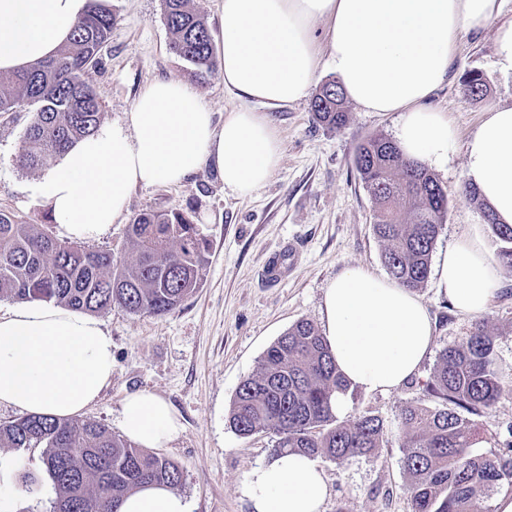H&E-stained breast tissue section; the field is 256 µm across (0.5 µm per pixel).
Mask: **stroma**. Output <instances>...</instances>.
I'll return each instance as SVG.
<instances>
[{"instance_id": "35a3bbf8", "label": "stroma", "mask_w": 512, "mask_h": 512, "mask_svg": "<svg viewBox=\"0 0 512 512\" xmlns=\"http://www.w3.org/2000/svg\"><path fill=\"white\" fill-rule=\"evenodd\" d=\"M115 23L99 63L86 80L102 105V126H121L142 89L156 79L178 78L191 85L223 122L240 102L224 89L220 76L198 80L169 48L163 0H109ZM495 30L460 34L452 78L427 100L446 113L456 131L448 163L434 175L448 198V215L433 254L442 256L478 216L462 197L464 145L489 105L512 104V73L499 62ZM483 74L487 94L472 100L462 94L468 72ZM347 124L333 131L316 123L309 99L263 108L276 128L282 160L268 183L247 197L225 191L211 167L172 186L139 188L127 213L86 248L107 250L130 261L127 226L141 214L190 212L208 239L209 263L200 288L174 311L161 316L134 314L120 307L98 312L112 338V378L82 416L121 435L125 398L150 392L166 400L181 424L178 437L162 448L181 471L178 490L190 512H253L242 485L248 473L273 457L276 437L260 432L239 436L229 422L243 379L254 374L267 348L292 324H320L326 285L349 266L385 274L382 246L373 233L374 202L354 165L366 139L394 137L397 115L366 112L347 104ZM31 114L22 108L0 112V210L25 224L52 226L47 205L32 191L46 167H21L19 156ZM294 249L292 267L277 282L263 275L270 254ZM503 285L482 320L494 338L496 369L512 379V269L503 268ZM418 295L434 325L430 354L417 376L399 390L382 394L353 391L349 412L370 413L383 421L379 448L368 456L320 459L329 495L323 512H411L402 467L404 433L398 413L419 402L440 352L470 334L475 322L451 307L434 280ZM478 422L484 439L477 451H498L512 425V393L502 396ZM15 468L39 473L38 484L21 482L0 490V512H50L52 482L43 472L40 449H6Z\"/></svg>"}]
</instances>
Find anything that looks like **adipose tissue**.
I'll return each instance as SVG.
<instances>
[{"mask_svg":"<svg viewBox=\"0 0 512 512\" xmlns=\"http://www.w3.org/2000/svg\"><path fill=\"white\" fill-rule=\"evenodd\" d=\"M89 0H0V72L54 55ZM502 0H222L217 51L224 88L242 100L223 123L179 79L146 85L122 126L107 127L60 155L35 194L61 238L84 241L110 230L137 188L181 183L212 167L225 190L250 196L278 168L281 146L261 107L306 97L319 54L313 27L326 24L329 66L346 98L367 112L398 115L403 156L447 163L456 137L446 114L426 100L449 80L461 32L496 28L500 63L512 70V21ZM464 182L512 224V105H490L465 145ZM438 288L463 316L486 313L502 284L500 261L470 225L435 268ZM322 332L349 389L391 393L415 377L431 351L426 307L395 280L356 266L324 290ZM112 378V338L90 314L35 300L0 315V405L69 418L96 402ZM124 434L161 448L180 426L148 392L129 395ZM255 512H322L329 486L314 458L285 452L254 468L243 485ZM117 512H189L183 495L147 486L122 497Z\"/></svg>","mask_w":512,"mask_h":512,"instance_id":"1","label":"adipose tissue"}]
</instances>
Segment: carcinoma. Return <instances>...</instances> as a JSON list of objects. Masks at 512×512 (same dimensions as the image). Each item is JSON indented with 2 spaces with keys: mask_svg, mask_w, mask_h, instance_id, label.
Wrapping results in <instances>:
<instances>
[{
  "mask_svg": "<svg viewBox=\"0 0 512 512\" xmlns=\"http://www.w3.org/2000/svg\"><path fill=\"white\" fill-rule=\"evenodd\" d=\"M163 2L170 49L199 78L217 72L213 36L204 18L189 0ZM113 21L106 0H89L70 41L53 59L0 75V112L33 108L24 133V166H43L98 131L101 103L85 74L99 63ZM486 92L479 73L464 80L465 96L479 99ZM344 104L338 82L330 80L311 101L313 118L339 131L347 123ZM355 168L376 205L373 229L388 273L412 291L423 287L448 212L445 192L427 167L404 159L396 143L383 135L359 145ZM464 199L480 211L498 243L499 258L511 268L512 225L495 222L475 190L465 188ZM128 238L135 259L119 263L110 252L86 250L0 211V298L52 301L88 313L118 306L163 316L202 285L209 243L188 213L142 214L129 225ZM493 349V336L475 324L468 336L441 351L424 398L400 409L412 512H490L492 495L512 488V440L504 441L499 454L472 452L481 439L475 418L512 391V383L494 368ZM346 390L324 337L301 320L266 350L256 373L242 381L229 422L244 437L275 434L277 455L367 456L379 447L383 422L369 413L348 423L338 420L332 400ZM0 447L42 449L56 494L51 512H115L119 498L141 485L174 489L181 482L174 461L90 420L26 414L0 424Z\"/></svg>",
  "mask_w": 512,
  "mask_h": 512,
  "instance_id": "cac0c4a2",
  "label": "carcinoma"
}]
</instances>
